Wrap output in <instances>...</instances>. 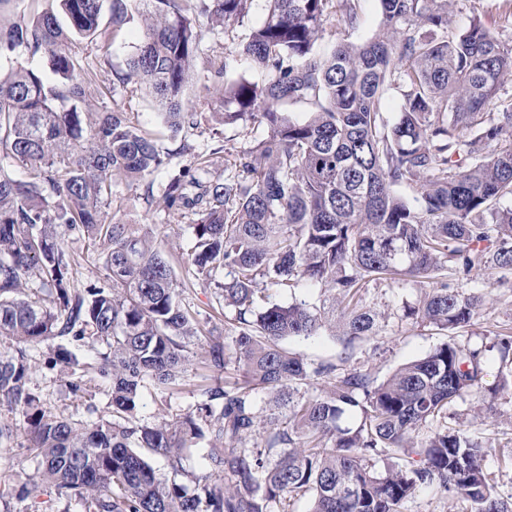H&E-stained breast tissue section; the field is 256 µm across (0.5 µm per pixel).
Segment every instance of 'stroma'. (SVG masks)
<instances>
[{
  "instance_id": "stroma-1",
  "label": "stroma",
  "mask_w": 512,
  "mask_h": 512,
  "mask_svg": "<svg viewBox=\"0 0 512 512\" xmlns=\"http://www.w3.org/2000/svg\"><path fill=\"white\" fill-rule=\"evenodd\" d=\"M357 23L348 27L329 18L318 49L327 54L341 39L360 42L373 36L382 24L380 0H353ZM141 0H133L129 16L120 28H112L111 10L103 8L101 29L107 36L94 41L76 39L74 46L80 56L92 59L96 64V82L107 102L117 104L129 112L134 124L154 140L161 153L167 154L172 169L194 168L199 162H207L211 175H236L234 162L243 151L265 138L268 129L257 122H237L216 126L211 114L218 105L209 93L210 86L233 83L242 79L251 82L267 80L266 72L254 67L239 51L251 29L258 25L267 12L266 0H252L248 13L239 20L224 25L213 24L204 13H195L194 19L203 32V47L213 61L212 66L196 67L184 93L186 111L199 115L200 123L179 133H172L163 123L151 94L143 86L123 85L118 74L127 69V62L135 53L143 32ZM480 16L487 27L500 39L512 41V25H505L501 18L499 0H458L448 15V29L463 30L472 16ZM190 143L195 151L190 155L179 154L181 143ZM167 175L158 173L146 182L113 188L109 213L113 220L133 224H147L162 240L170 256L183 298L203 319L222 328L227 338H235L234 310L219 303L215 289L199 280L193 266L187 262L190 233L188 226L195 216L188 210H170L163 204ZM477 287L488 294L487 304L470 327L458 330L455 340L470 347H486V383L500 380L499 360L491 348L496 334L512 329V286L497 283L494 275L477 280ZM365 305L378 311L388 312L390 318L379 336L357 342L351 361L352 366L369 372L377 380H384L401 364L424 357L445 342V332L422 323L406 319L399 309L403 302H416L421 295L419 285L410 281L368 282L361 291ZM237 364H229L223 373H209L201 366L190 365L180 386L165 395L147 390L142 394L138 417L154 422L161 417H174L194 410L204 399L202 391L219 381H232L240 377ZM30 387L52 412L82 418L86 415L85 398L69 392L65 377L59 370L36 367L31 375ZM484 405L483 392L471 393L454 403L444 420L448 427L467 425L473 434L487 436L492 442L487 471L497 493L512 496V467L506 466V458L512 457V389L501 392L497 401L501 423L498 428L486 429L479 413ZM21 447L0 449V484L11 487L10 494L0 499V512H84L78 499H57L52 488L37 483L33 465L18 468L17 463L26 456Z\"/></svg>"
}]
</instances>
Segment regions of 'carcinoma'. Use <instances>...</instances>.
Segmentation results:
<instances>
[{"label":"carcinoma","mask_w":512,"mask_h":512,"mask_svg":"<svg viewBox=\"0 0 512 512\" xmlns=\"http://www.w3.org/2000/svg\"><path fill=\"white\" fill-rule=\"evenodd\" d=\"M30 26L0 25V56L47 57L56 79L22 65L0 73V447L24 435L28 458L57 495L86 512H267L272 501L312 497L310 512H401L423 487L464 498L472 512H512L489 482L491 444L465 428L423 434L467 394L486 386L485 350L454 338L377 383L352 359L356 341L378 335L386 314L363 304L370 281L432 283L404 316L451 333L471 325L487 299L447 275L474 281L488 271L512 279V103L487 111L512 78V44L475 17L448 32L457 0H380L383 22L371 38L316 45L333 0H267L264 20L243 45L268 72L215 88L221 124L259 120L269 132L239 167L249 180L191 169L168 173L164 203L190 209L188 260L236 311L229 351L224 332L184 303L165 250L147 224L106 220L112 187L168 166L129 113L104 101L74 50L98 36L102 0H60ZM143 37L121 77L149 89L173 129L198 125L183 109L188 79L202 59L192 0H144ZM251 0H209L220 24L244 16ZM435 30L442 37L432 35ZM403 87L398 120L384 121L381 99ZM309 104L299 121L281 108ZM409 185L415 195L397 188ZM100 255L101 273L77 288L65 238ZM319 286L315 302L266 301L263 283ZM329 332L343 344L339 363H311L284 345ZM204 341L201 364L222 371L235 359L243 380L206 389L207 402L154 424L136 418L143 390L170 392ZM106 351L96 350L95 344ZM45 344L44 367L61 368L73 394L89 370L110 380L111 418L61 417L30 388L31 350ZM328 390L309 393L313 380ZM270 397L264 409L255 394ZM358 423L344 426V416ZM263 447H248L254 435ZM205 437L208 471L193 491L161 479L147 455L177 474L185 452ZM420 457L415 465L412 458ZM399 463L377 472L369 461Z\"/></svg>","instance_id":"carcinoma-1"}]
</instances>
